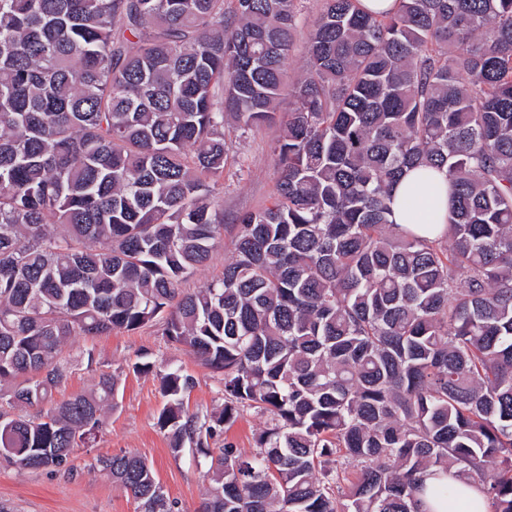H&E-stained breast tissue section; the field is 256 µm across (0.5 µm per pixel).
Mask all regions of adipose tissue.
Masks as SVG:
<instances>
[{"label":"adipose tissue","mask_w":512,"mask_h":512,"mask_svg":"<svg viewBox=\"0 0 512 512\" xmlns=\"http://www.w3.org/2000/svg\"><path fill=\"white\" fill-rule=\"evenodd\" d=\"M393 220L395 223L411 225L413 214L407 206L411 196H428L433 213V222L428 227H418L420 235L434 238L444 233L448 222V182L444 175L437 172H425L415 169L407 172L404 177L394 185L392 191ZM444 475L427 476L425 484L428 488L423 497L422 508L424 512H485V500L481 491L466 476L459 475L449 479L457 493L455 504H447L444 500L435 498L432 487L447 481Z\"/></svg>","instance_id":"1"}]
</instances>
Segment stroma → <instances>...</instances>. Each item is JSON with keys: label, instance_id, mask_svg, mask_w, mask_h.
I'll use <instances>...</instances> for the list:
<instances>
[{"label": "stroma", "instance_id": "1", "mask_svg": "<svg viewBox=\"0 0 512 512\" xmlns=\"http://www.w3.org/2000/svg\"><path fill=\"white\" fill-rule=\"evenodd\" d=\"M277 135L274 125L246 133L228 131L232 149L224 170L225 224L235 223L237 216L246 211L270 204L278 177L273 151ZM70 353L77 362L66 394L89 390L100 373L116 370L120 373L117 406L107 413L94 447L76 450L74 475L0 464V504L8 512H135L131 496L95 466L98 457L131 451L152 465L179 512H199L206 483L189 457L174 458L156 425L165 403L159 381L155 374L133 372L131 365L143 358L194 374L198 384L187 406L199 412L216 410L223 402L216 375L182 349L165 344L153 330L80 336Z\"/></svg>", "mask_w": 512, "mask_h": 512}]
</instances>
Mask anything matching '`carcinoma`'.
<instances>
[{
	"label": "carcinoma",
	"mask_w": 512,
	"mask_h": 512,
	"mask_svg": "<svg viewBox=\"0 0 512 512\" xmlns=\"http://www.w3.org/2000/svg\"><path fill=\"white\" fill-rule=\"evenodd\" d=\"M0 0V461L72 470L120 375L56 399L77 336L157 327L219 374L153 372L157 426L205 467L200 512H420L456 470L512 512V0ZM291 109L270 204L224 231L225 128ZM446 174V232L392 219L406 168ZM249 408L242 451L209 441ZM176 512L142 456L98 459ZM314 1L315 0L304 1L301 29L299 35L297 36V40L293 50V57L292 60L290 61V66H287L285 70V86H287L288 83L292 80L293 76L297 74V72L300 70V67L304 63V59L306 58V38L309 30L313 25L316 14ZM232 234L231 232L224 231L219 243L213 253V257L209 265L205 268L198 270L193 276L189 277L184 283L183 288L193 291L201 287L213 275L222 271L224 263L232 256Z\"/></svg>",
	"instance_id": "cac0c4a2"
}]
</instances>
